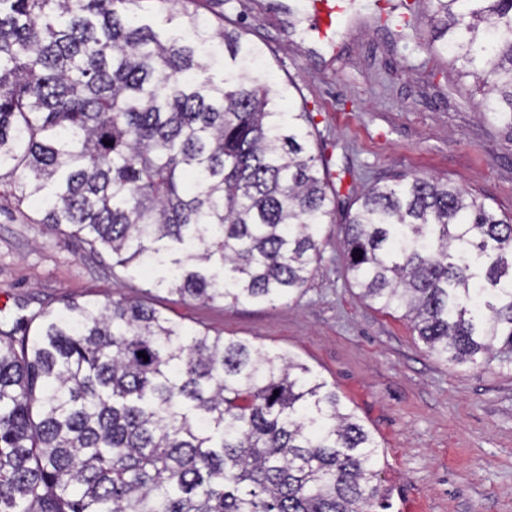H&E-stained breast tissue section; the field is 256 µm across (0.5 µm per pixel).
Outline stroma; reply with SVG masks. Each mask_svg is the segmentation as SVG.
Returning a JSON list of instances; mask_svg holds the SVG:
<instances>
[{"mask_svg": "<svg viewBox=\"0 0 512 512\" xmlns=\"http://www.w3.org/2000/svg\"><path fill=\"white\" fill-rule=\"evenodd\" d=\"M343 24L318 33L310 0H196L212 26L243 23L275 83H295L318 145L339 173L337 223L301 292L271 303H200L152 288L159 270L113 267L65 227L44 224L0 190V310H54L63 300L141 296L187 329L209 328L285 356L335 387L381 446L388 512H512V368L449 365L408 322L359 296L339 224L375 183L401 175L459 186L512 213V137L475 108L447 61L415 53L428 28L399 26L400 0H345ZM415 70H408V63Z\"/></svg>", "mask_w": 512, "mask_h": 512, "instance_id": "35a3bbf8", "label": "stroma"}]
</instances>
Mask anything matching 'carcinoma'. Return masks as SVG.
Here are the masks:
<instances>
[{
	"mask_svg": "<svg viewBox=\"0 0 512 512\" xmlns=\"http://www.w3.org/2000/svg\"><path fill=\"white\" fill-rule=\"evenodd\" d=\"M142 0H0V186L115 264L227 305L299 292L332 223L330 160L240 22L225 77L139 22ZM405 4L512 137V0ZM360 296L452 365L512 366V215L413 176L342 226ZM144 356H139V353ZM379 443L310 371L126 296L0 316V512H371Z\"/></svg>",
	"mask_w": 512,
	"mask_h": 512,
	"instance_id": "obj_1",
	"label": "carcinoma"
}]
</instances>
